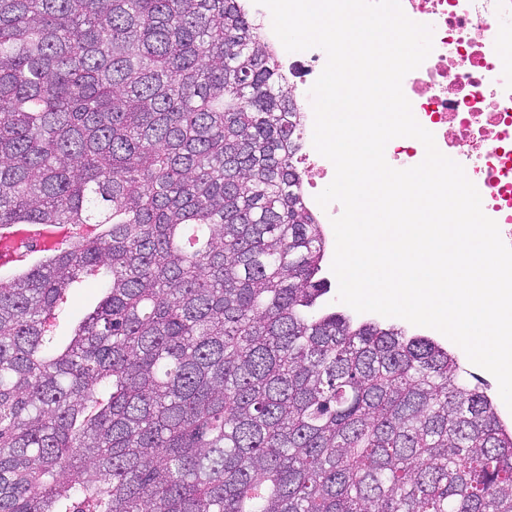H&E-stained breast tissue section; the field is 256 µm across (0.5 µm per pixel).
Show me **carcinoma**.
Returning <instances> with one entry per match:
<instances>
[{
	"label": "carcinoma",
	"instance_id": "cac0c4a2",
	"mask_svg": "<svg viewBox=\"0 0 512 512\" xmlns=\"http://www.w3.org/2000/svg\"><path fill=\"white\" fill-rule=\"evenodd\" d=\"M299 140L241 0H0V236L101 226L0 279V512H512L460 356L323 307Z\"/></svg>",
	"mask_w": 512,
	"mask_h": 512
}]
</instances>
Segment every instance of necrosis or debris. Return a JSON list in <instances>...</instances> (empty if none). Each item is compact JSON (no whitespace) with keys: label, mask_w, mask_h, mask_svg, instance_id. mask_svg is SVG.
<instances>
[{"label":"necrosis or debris","mask_w":512,"mask_h":512,"mask_svg":"<svg viewBox=\"0 0 512 512\" xmlns=\"http://www.w3.org/2000/svg\"><path fill=\"white\" fill-rule=\"evenodd\" d=\"M413 21L432 26L434 48L422 65L406 75L403 91L418 122L432 132L441 152H452L469 171L484 213L495 220L503 241L512 245V0H401ZM250 16L262 20L263 33L277 50L280 69L290 77L288 90L313 127L309 90L327 60L315 47L290 53L282 49L266 19L269 10L246 0ZM295 164L303 176L306 200L319 223L342 213L340 203L321 208L320 183L333 179L330 160L302 140Z\"/></svg>","instance_id":"1"}]
</instances>
